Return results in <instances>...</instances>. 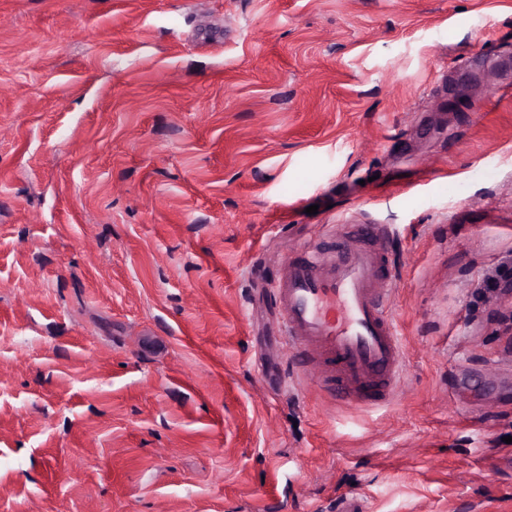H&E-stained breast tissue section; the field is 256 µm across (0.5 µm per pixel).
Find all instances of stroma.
<instances>
[{
    "mask_svg": "<svg viewBox=\"0 0 512 512\" xmlns=\"http://www.w3.org/2000/svg\"><path fill=\"white\" fill-rule=\"evenodd\" d=\"M349 224L376 406L270 294ZM505 267L512 0H0V512H512ZM335 256L315 250L288 257L271 284L288 341L320 385L358 405L389 400L403 353L387 310L395 274L376 224L352 225Z\"/></svg>",
    "mask_w": 512,
    "mask_h": 512,
    "instance_id": "obj_1",
    "label": "stroma"
}]
</instances>
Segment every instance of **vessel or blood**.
<instances>
[{"mask_svg": "<svg viewBox=\"0 0 512 512\" xmlns=\"http://www.w3.org/2000/svg\"><path fill=\"white\" fill-rule=\"evenodd\" d=\"M382 236L377 225H354L335 256L299 252L271 285L294 352L322 387L359 405L393 396L403 358L387 310L395 274Z\"/></svg>", "mask_w": 512, "mask_h": 512, "instance_id": "vessel-or-blood-1", "label": "vessel or blood"}]
</instances>
